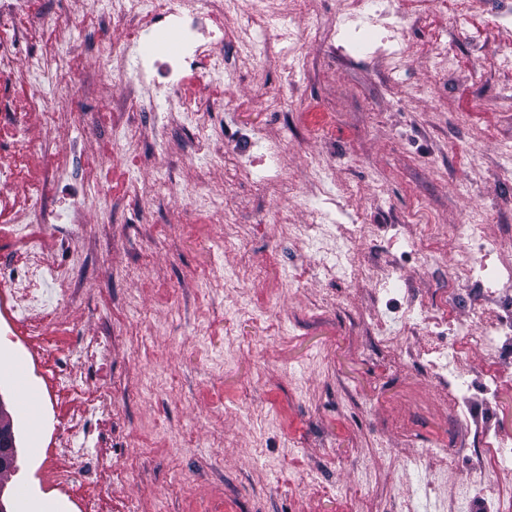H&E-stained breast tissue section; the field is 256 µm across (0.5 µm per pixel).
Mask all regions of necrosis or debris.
<instances>
[{"label": "necrosis or debris", "mask_w": 512, "mask_h": 512, "mask_svg": "<svg viewBox=\"0 0 512 512\" xmlns=\"http://www.w3.org/2000/svg\"><path fill=\"white\" fill-rule=\"evenodd\" d=\"M130 8L114 14L92 42H80L74 49L111 62L118 75L135 74L137 84L128 85L124 96L134 102L135 112L127 116L133 125L142 112L158 107L178 112L193 120L201 140L197 152L216 115L218 106L201 111L198 101L183 98L179 90L185 82L205 88L212 75L224 68V45L232 43L238 51V65L247 75H255L265 64V49L254 38L272 12L273 0H248L247 10H240V0H175L166 12L140 27V38L150 45L138 65H131L125 44L112 38L114 26L137 25L136 8L143 0H128ZM408 21L391 0H353V7L342 13L332 29H322L318 19L293 31L285 30L277 38L278 56L285 65L280 73L283 87H291L296 72L288 66L290 57L301 54V45L321 39L328 48L370 56L384 55L393 68L405 66L407 54L396 39L399 28ZM138 26V25H137ZM248 149L225 156L224 164L243 181L252 180L254 168L265 159H278L283 148L269 145L256 135H249ZM427 252L434 269L443 271L448 287L438 301L418 304L415 294H408L406 307L398 319L375 324L376 341H398L407 319L418 316L417 332L422 339L415 348L405 351L407 360L416 363L434 394L449 396L455 417L469 423V434L457 439L453 449L428 448L417 461L425 472L446 466L449 453L469 456L463 476L465 494L455 500L452 512H473L477 500L492 498L496 512H512V434L501 430L493 419L473 404L472 389H479L483 399L496 400L512 375L500 363L512 358V299L502 291L512 288V267L488 266L484 258L497 249L498 243L485 239L478 225L462 222L456 236L462 245L457 260H449L445 239L435 224L425 225ZM46 272L37 250H30L25 269H15L9 251L0 249V315L21 317L20 339L34 354L33 365L44 383L50 404H57L63 393L77 398L76 409L59 417L37 475L52 491L67 497L76 512H112L105 496V481L120 479L110 458L98 454L105 439L102 424L112 417V387L95 383V394L84 398L83 389L74 379L75 368H95L108 355L109 336H69L64 326L48 318L41 288ZM466 306L482 317L481 327L456 335L452 315ZM474 350L483 351L487 366L479 383H472L462 367L463 358ZM81 467H74V460Z\"/></svg>", "instance_id": "obj_1"}]
</instances>
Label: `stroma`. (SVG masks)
<instances>
[{"mask_svg":"<svg viewBox=\"0 0 512 512\" xmlns=\"http://www.w3.org/2000/svg\"><path fill=\"white\" fill-rule=\"evenodd\" d=\"M483 2L474 0L468 17L443 9L400 30L411 59L397 75L382 55L334 58L312 40L303 54L313 68L287 90L278 60L255 80L234 71L236 51L225 49L226 69L205 94L223 104L230 128L288 135L279 199L190 157V122L153 112L134 139L119 133L112 103L122 90L111 65L69 51L98 16L94 0H67L77 27L47 24L21 48L44 68L39 85L16 94L31 103L26 137L85 189L86 221L71 226L68 251L57 249L53 225H29L27 234L41 241L48 268L72 269L86 285L84 304L67 310L53 281L44 283L53 321L71 323L77 336H112L111 356L96 368L112 386V461L128 469L109 490L112 512H381L414 491L423 449L452 447L465 434L451 401L413 369L381 366L369 314L398 310L402 289L431 301L443 286L412 257L425 243L414 212L512 238V180L501 176L512 168L501 149L512 143V75L477 78L471 52L492 54L512 40V25H493ZM443 30L455 35L449 75L424 51ZM82 76L91 82L79 96ZM276 98L286 101L282 111L261 110L260 100ZM79 112L88 125L77 123ZM312 154L350 192L320 196L306 164ZM229 201L250 234L245 256L212 244L217 206ZM316 219L330 231L321 243L298 248L283 238L282 223ZM361 222L368 229L358 240L332 235ZM375 224L405 227L388 249L399 291L383 294L373 275L328 281L323 264L342 267L372 251ZM246 261L267 266L266 283L224 287ZM315 301L322 311H311ZM31 355L0 322V412L14 408L10 363ZM40 417L37 431L13 420L16 481L0 490L8 512H42L47 502L72 512L36 477L31 448L56 424L49 412Z\"/></svg>","mask_w":512,"mask_h":512,"instance_id":"obj_1","label":"stroma"}]
</instances>
